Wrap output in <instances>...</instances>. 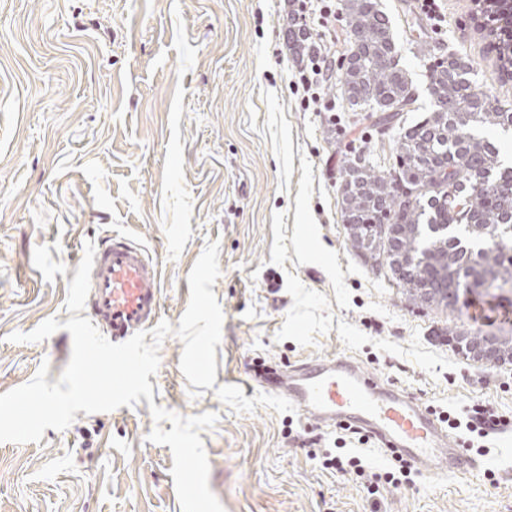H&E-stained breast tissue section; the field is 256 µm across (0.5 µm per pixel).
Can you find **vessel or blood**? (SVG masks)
<instances>
[{
	"mask_svg": "<svg viewBox=\"0 0 512 512\" xmlns=\"http://www.w3.org/2000/svg\"><path fill=\"white\" fill-rule=\"evenodd\" d=\"M160 293V273L141 245L110 234L96 246L85 309L108 340L125 342L156 321ZM256 376L317 425H354L430 477L466 474L479 466L475 457L451 442L447 427L429 407L368 373L357 360L264 366Z\"/></svg>",
	"mask_w": 512,
	"mask_h": 512,
	"instance_id": "obj_1",
	"label": "vessel or blood"
}]
</instances>
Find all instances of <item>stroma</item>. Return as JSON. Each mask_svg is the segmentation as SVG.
Here are the masks:
<instances>
[{
  "label": "stroma",
  "mask_w": 512,
  "mask_h": 512,
  "mask_svg": "<svg viewBox=\"0 0 512 512\" xmlns=\"http://www.w3.org/2000/svg\"><path fill=\"white\" fill-rule=\"evenodd\" d=\"M420 105L429 56L464 57L477 89L512 103L473 0H378ZM342 0H311L305 22L331 79L306 106L282 30L289 0H0V394L48 365L56 383L70 333L10 336L66 322L86 243L121 233L161 271L160 318L178 325L188 275L220 247L213 291L224 315L213 387L180 369L182 341L160 345L152 401L76 412L41 441L0 442V512H181L171 448L149 442L150 405L214 412L200 437L224 512H512V433L490 436L467 475L369 497L354 475L323 468L336 430L316 426L252 378L256 362L352 357L424 405L486 401L512 414V364L488 368L448 346L452 316L410 307L391 276L347 244L340 172L352 147L377 143V113L349 110L338 68ZM461 320L512 333V295H467ZM315 447H308V440Z\"/></svg>",
  "instance_id": "stroma-1"
}]
</instances>
